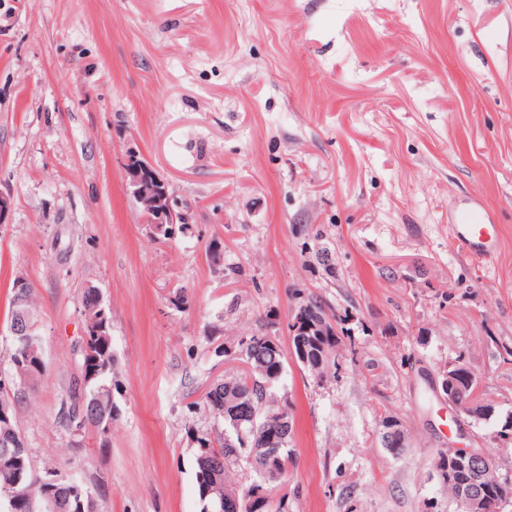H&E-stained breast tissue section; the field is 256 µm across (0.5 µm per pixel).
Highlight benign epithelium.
<instances>
[{
    "instance_id": "7a95c632",
    "label": "benign epithelium",
    "mask_w": 512,
    "mask_h": 512,
    "mask_svg": "<svg viewBox=\"0 0 512 512\" xmlns=\"http://www.w3.org/2000/svg\"><path fill=\"white\" fill-rule=\"evenodd\" d=\"M124 169L127 191L138 205L144 217V223L149 225L150 232L155 236L168 239L176 237L179 230L190 223V220L187 213L174 208L166 181L156 175L153 167L140 151L132 147L126 151ZM31 331L27 312L23 309L18 310L15 320L9 326V335L28 336ZM462 375L469 378L475 377L462 357L448 362L442 368L441 389L447 394L448 406L468 416L489 413L491 408L488 404L471 403L464 398L463 392L457 390V378ZM382 433L390 445L396 442L402 446L409 440L407 430L401 421L392 417L385 418ZM437 464L446 467L450 486L455 485V468L458 466L480 472L482 481L487 485L501 482L497 464L472 448L450 445L438 452ZM459 500L464 504L465 512H487V502L481 487L459 489Z\"/></svg>"
}]
</instances>
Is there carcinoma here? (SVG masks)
<instances>
[{
	"label": "carcinoma",
	"instance_id": "carcinoma-1",
	"mask_svg": "<svg viewBox=\"0 0 512 512\" xmlns=\"http://www.w3.org/2000/svg\"><path fill=\"white\" fill-rule=\"evenodd\" d=\"M301 332L293 336L294 347L304 345L308 360L307 370L318 379L328 376L336 368L338 338L332 324L320 332ZM266 333L254 334L241 341L242 361L246 369L213 384L205 393L204 401L213 418L224 423V434L218 445H213L209 433L197 436L195 478L201 502V512L224 510V489L236 482L231 470L240 463L259 478L263 498L252 497V487L241 489L245 512H288V493L282 491L286 477L278 474L276 458L288 461L289 442L293 431V416L288 408L271 403L270 389L285 371L281 347L268 343ZM81 364L98 360L99 373L93 378L82 377L72 391L73 403L66 416V426L74 435L88 425L98 434L107 433L112 426V336L103 337L99 345L80 349ZM46 370L41 339L37 332L25 340L12 339L7 351V368L0 376L27 382L32 392L36 381ZM281 419L277 437L281 446L262 448L263 425L268 419ZM476 422L496 426L494 440L500 447L512 446V412L495 410L492 417L474 418ZM54 498L60 512H98L96 493L76 478L53 475ZM40 480L33 477L27 450L17 453V462L10 468L0 467V512H46L40 496ZM490 506L500 499L512 501V481L503 480L486 490Z\"/></svg>",
	"mask_w": 512,
	"mask_h": 512
}]
</instances>
